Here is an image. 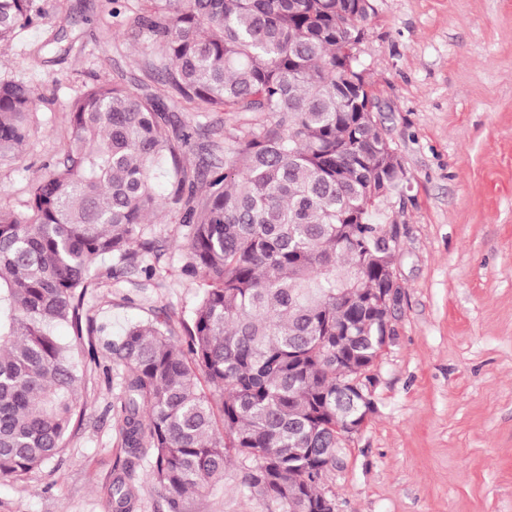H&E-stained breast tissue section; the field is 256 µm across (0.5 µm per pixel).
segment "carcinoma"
Segmentation results:
<instances>
[{
	"mask_svg": "<svg viewBox=\"0 0 512 512\" xmlns=\"http://www.w3.org/2000/svg\"><path fill=\"white\" fill-rule=\"evenodd\" d=\"M109 2L128 37L148 36V78L197 116L236 125L181 123L137 78L71 98L63 158L33 179L23 209L0 208V478L19 480L66 447L95 267L104 256L110 275L140 266L162 173L202 294L182 333L156 319L112 343L120 447L148 460L169 512L224 481L234 458L266 512H302L326 496L315 449L336 448L374 410L341 383L387 344L370 294L393 287L396 248L375 240L373 215L402 180L378 116L365 113L373 91L344 80L368 10L363 0ZM55 19L48 0H0V47L42 26L40 62L73 43ZM38 107L30 85L0 78V156L27 143ZM61 323L68 341L53 332ZM108 495L112 512H136L132 470L113 473Z\"/></svg>",
	"mask_w": 512,
	"mask_h": 512,
	"instance_id": "carcinoma-1",
	"label": "carcinoma"
}]
</instances>
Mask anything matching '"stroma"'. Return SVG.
Listing matches in <instances>:
<instances>
[{"instance_id":"1","label":"stroma","mask_w":512,"mask_h":512,"mask_svg":"<svg viewBox=\"0 0 512 512\" xmlns=\"http://www.w3.org/2000/svg\"><path fill=\"white\" fill-rule=\"evenodd\" d=\"M358 47L384 127L405 169L385 207L398 230L401 301L377 359L375 410L346 438L326 490L336 512H512V0H371ZM107 0H59L69 53L29 62L43 28L0 50V77L42 96L28 143L0 159V207L23 208L43 165L63 156L66 105L95 77L136 75L146 37L129 39ZM144 271L103 277L88 300L92 352H81L83 415L62 457L0 479V512H112L121 450L112 344L130 325H179L200 290L175 208L146 228ZM238 462L184 512H262Z\"/></svg>"}]
</instances>
